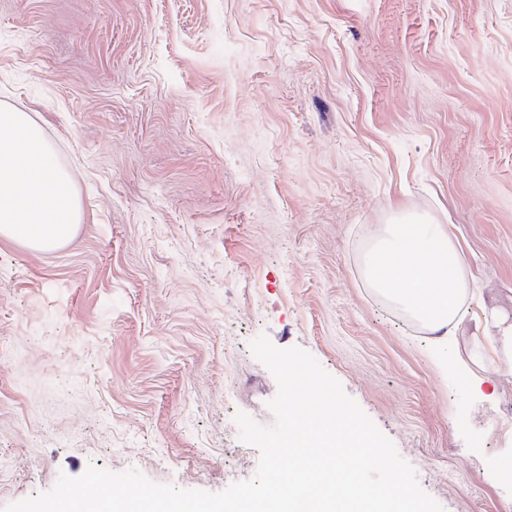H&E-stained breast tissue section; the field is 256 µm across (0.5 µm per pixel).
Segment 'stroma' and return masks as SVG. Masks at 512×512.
<instances>
[{
	"label": "stroma",
	"instance_id": "stroma-1",
	"mask_svg": "<svg viewBox=\"0 0 512 512\" xmlns=\"http://www.w3.org/2000/svg\"><path fill=\"white\" fill-rule=\"evenodd\" d=\"M0 107L76 175L52 252L0 238V508L88 466L254 477L266 335L343 386L445 512H512V0H0ZM464 260L448 357L368 288L380 225Z\"/></svg>",
	"mask_w": 512,
	"mask_h": 512
}]
</instances>
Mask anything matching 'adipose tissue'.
Masks as SVG:
<instances>
[{"mask_svg": "<svg viewBox=\"0 0 512 512\" xmlns=\"http://www.w3.org/2000/svg\"><path fill=\"white\" fill-rule=\"evenodd\" d=\"M75 184L28 113L1 109L0 236L38 251L68 242L79 222ZM363 276L439 347H448L469 283L445 225L398 219L378 228Z\"/></svg>", "mask_w": 512, "mask_h": 512, "instance_id": "obj_1", "label": "adipose tissue"}]
</instances>
